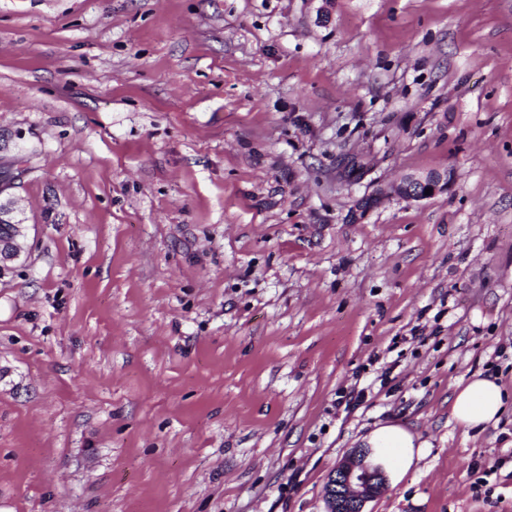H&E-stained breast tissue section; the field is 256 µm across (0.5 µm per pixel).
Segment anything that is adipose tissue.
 I'll list each match as a JSON object with an SVG mask.
<instances>
[{
	"label": "adipose tissue",
	"mask_w": 512,
	"mask_h": 512,
	"mask_svg": "<svg viewBox=\"0 0 512 512\" xmlns=\"http://www.w3.org/2000/svg\"><path fill=\"white\" fill-rule=\"evenodd\" d=\"M505 394L495 377L474 375L455 394L451 414L466 428L483 430L488 424L498 422L504 408ZM373 448L393 449L402 468H409L414 459V438L400 425L390 423L373 430L367 437Z\"/></svg>",
	"instance_id": "ef3b65f1"
}]
</instances>
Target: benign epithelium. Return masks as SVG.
Segmentation results:
<instances>
[{
  "label": "benign epithelium",
  "mask_w": 512,
  "mask_h": 512,
  "mask_svg": "<svg viewBox=\"0 0 512 512\" xmlns=\"http://www.w3.org/2000/svg\"><path fill=\"white\" fill-rule=\"evenodd\" d=\"M448 185L446 171L408 174L389 184L381 194L418 201L427 198L425 190L435 195L448 190ZM19 257L15 241L0 239V270L3 264ZM386 481V472L377 461L375 450L354 449L327 479L324 487L326 512H365L366 503L382 492Z\"/></svg>",
  "instance_id": "benign-epithelium-1"
}]
</instances>
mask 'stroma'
Listing matches in <instances>:
<instances>
[{"label": "stroma", "instance_id": "obj_1", "mask_svg": "<svg viewBox=\"0 0 512 512\" xmlns=\"http://www.w3.org/2000/svg\"><path fill=\"white\" fill-rule=\"evenodd\" d=\"M3 132L0 512H512V0H0ZM448 185V171L408 174L389 184L380 194L418 201L447 191ZM425 189H431L432 194L425 195ZM504 397L506 393L495 377L479 373L455 393L452 417L467 429L483 430L488 424L500 419ZM365 445L371 448H355L329 475L324 487L326 512H366V503L382 492L387 476L373 448H392L402 469L414 459V438L398 424L376 428Z\"/></svg>", "mask_w": 512, "mask_h": 512}]
</instances>
